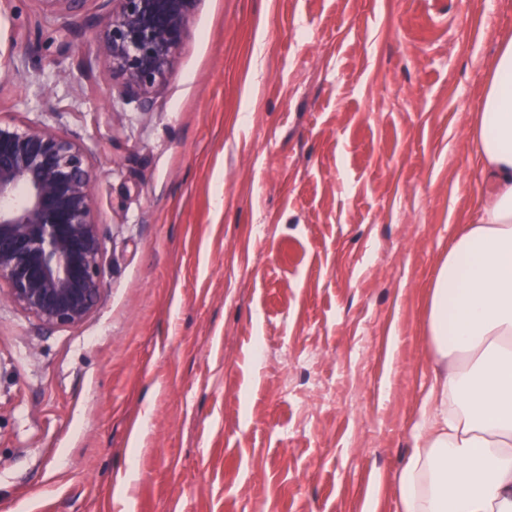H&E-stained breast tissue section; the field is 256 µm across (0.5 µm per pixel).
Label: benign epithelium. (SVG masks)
I'll list each match as a JSON object with an SVG mask.
<instances>
[{
  "instance_id": "benign-epithelium-1",
  "label": "benign epithelium",
  "mask_w": 512,
  "mask_h": 512,
  "mask_svg": "<svg viewBox=\"0 0 512 512\" xmlns=\"http://www.w3.org/2000/svg\"><path fill=\"white\" fill-rule=\"evenodd\" d=\"M103 45L123 95L163 86L200 0H104ZM97 173L76 139L0 121V281L42 327L83 324L103 291Z\"/></svg>"
}]
</instances>
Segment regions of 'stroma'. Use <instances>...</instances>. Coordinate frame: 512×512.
Masks as SVG:
<instances>
[{
    "label": "stroma",
    "mask_w": 512,
    "mask_h": 512,
    "mask_svg": "<svg viewBox=\"0 0 512 512\" xmlns=\"http://www.w3.org/2000/svg\"><path fill=\"white\" fill-rule=\"evenodd\" d=\"M104 13L0 0V119L83 144L105 246L82 325L0 304V512H396L512 0H201L148 106Z\"/></svg>",
    "instance_id": "obj_1"
}]
</instances>
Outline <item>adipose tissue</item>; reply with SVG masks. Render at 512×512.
<instances>
[{
  "label": "adipose tissue",
  "instance_id": "1",
  "mask_svg": "<svg viewBox=\"0 0 512 512\" xmlns=\"http://www.w3.org/2000/svg\"><path fill=\"white\" fill-rule=\"evenodd\" d=\"M471 132L480 219L462 226L430 290L433 378L397 512H512V37L489 65Z\"/></svg>",
  "mask_w": 512,
  "mask_h": 512
}]
</instances>
